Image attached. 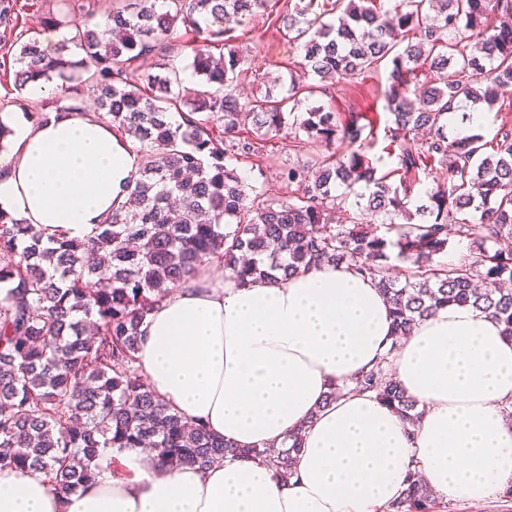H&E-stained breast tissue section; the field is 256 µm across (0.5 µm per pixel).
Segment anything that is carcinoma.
I'll return each instance as SVG.
<instances>
[{"mask_svg":"<svg viewBox=\"0 0 512 512\" xmlns=\"http://www.w3.org/2000/svg\"><path fill=\"white\" fill-rule=\"evenodd\" d=\"M60 2L43 23L72 36L53 50L22 42L15 79L78 81L137 144L141 166L126 202L85 241L46 243L34 225L0 211V471L44 473L65 498L100 462L119 469L114 451L149 448L166 470L253 458L288 482L299 435L288 447L237 448L184 420L144 380L140 325L208 263L241 286L323 263L350 266L388 296L397 342L448 305L483 310L512 338V122L489 142L446 134L455 101L512 99V0H294L280 23L303 51L301 68L325 82L390 66L382 126L361 112L304 107L313 87L291 74L239 101L249 68L228 24L272 14L273 0H112L103 22L85 0ZM180 25L196 36L191 67L209 86L192 98L163 54ZM155 51L161 59L144 66ZM380 132L396 158L381 175L366 152ZM280 134L309 155L306 169L280 176L287 187L307 183L300 197L271 198L224 164L226 153L255 155ZM338 142L350 153L332 152ZM436 170L435 185L414 195ZM348 204L380 224L334 223ZM451 233L470 242L468 260H435ZM394 258L410 265L403 283L392 276ZM389 363L386 355L353 384L331 388L326 403L373 392L414 423L416 402ZM439 510L416 473L388 508Z\"/></svg>","mask_w":512,"mask_h":512,"instance_id":"carcinoma-1","label":"carcinoma"}]
</instances>
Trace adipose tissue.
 <instances>
[{
	"label": "adipose tissue",
	"instance_id": "1",
	"mask_svg": "<svg viewBox=\"0 0 512 512\" xmlns=\"http://www.w3.org/2000/svg\"><path fill=\"white\" fill-rule=\"evenodd\" d=\"M9 123L0 211L47 238L94 236L140 167L128 136L65 105L43 123ZM141 331L148 384L185 420L241 448L301 432L293 477L248 458L169 471L127 448L124 476L101 469L64 499L44 474L1 471L0 512H386L415 472L439 499L474 507L512 485V340L482 310L440 308L397 342L376 280L324 264L244 287L196 276ZM386 355L424 411L415 425L371 392L326 403Z\"/></svg>",
	"mask_w": 512,
	"mask_h": 512
}]
</instances>
